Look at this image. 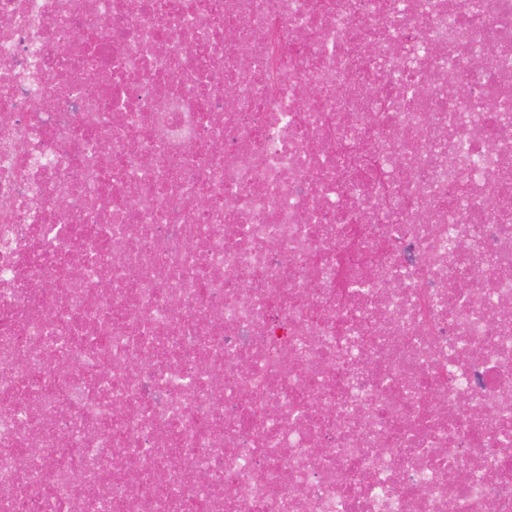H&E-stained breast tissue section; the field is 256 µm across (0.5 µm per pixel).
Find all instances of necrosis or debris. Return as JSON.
<instances>
[{
	"label": "necrosis or debris",
	"instance_id": "4bbe7bcc",
	"mask_svg": "<svg viewBox=\"0 0 512 512\" xmlns=\"http://www.w3.org/2000/svg\"><path fill=\"white\" fill-rule=\"evenodd\" d=\"M0 512H512V0H0Z\"/></svg>",
	"mask_w": 512,
	"mask_h": 512
}]
</instances>
